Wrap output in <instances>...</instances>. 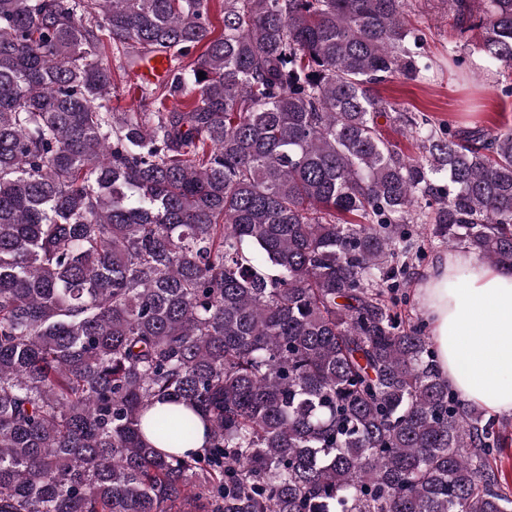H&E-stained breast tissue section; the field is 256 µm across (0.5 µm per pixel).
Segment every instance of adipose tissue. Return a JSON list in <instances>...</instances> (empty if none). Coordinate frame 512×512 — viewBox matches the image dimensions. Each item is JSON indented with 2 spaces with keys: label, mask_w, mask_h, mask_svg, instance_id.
Returning <instances> with one entry per match:
<instances>
[{
  "label": "adipose tissue",
  "mask_w": 512,
  "mask_h": 512,
  "mask_svg": "<svg viewBox=\"0 0 512 512\" xmlns=\"http://www.w3.org/2000/svg\"><path fill=\"white\" fill-rule=\"evenodd\" d=\"M437 368L463 399L512 411V271L473 254L444 255L418 288Z\"/></svg>",
  "instance_id": "ef3b65f1"
}]
</instances>
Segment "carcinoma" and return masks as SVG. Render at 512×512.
<instances>
[{"instance_id":"1","label":"carcinoma","mask_w":512,"mask_h":512,"mask_svg":"<svg viewBox=\"0 0 512 512\" xmlns=\"http://www.w3.org/2000/svg\"><path fill=\"white\" fill-rule=\"evenodd\" d=\"M450 2L511 72L512 0ZM406 8L0 0V512H512L399 279L417 215L512 270V126L379 95L430 69ZM168 63L165 58H152L149 64L139 72L140 80L145 83L153 81L157 77L167 75ZM138 70L136 73H130L128 76L116 71L114 76L112 95L107 105L117 112H128L136 109L139 102ZM136 90V95L132 93ZM380 122L382 124L384 134L389 140L397 143L406 155H416L418 150L415 147V141L402 129V127L399 126V124L393 123V121H387L385 118H381Z\"/></svg>"}]
</instances>
